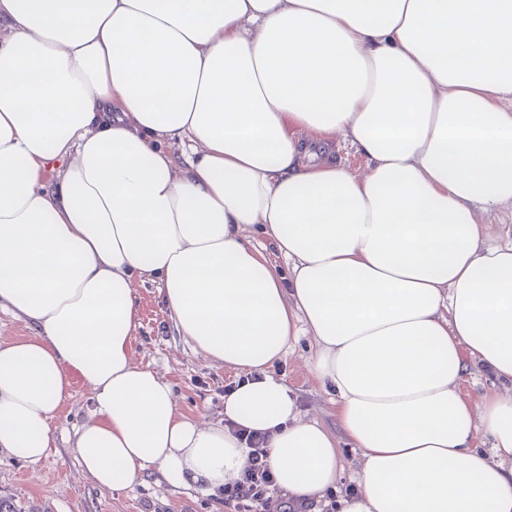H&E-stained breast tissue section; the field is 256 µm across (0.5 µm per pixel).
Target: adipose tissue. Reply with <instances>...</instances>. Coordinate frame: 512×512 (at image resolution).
<instances>
[{
	"label": "adipose tissue",
	"instance_id": "1",
	"mask_svg": "<svg viewBox=\"0 0 512 512\" xmlns=\"http://www.w3.org/2000/svg\"><path fill=\"white\" fill-rule=\"evenodd\" d=\"M510 97L512 0H0V310L34 330L0 341V449L45 457L78 378L104 491L154 465L223 488L245 429L297 500L344 440L338 512H512V242L480 220L512 205ZM139 280L248 373L223 423L135 365ZM301 333L336 430L270 372ZM472 367L498 382L475 401ZM341 442L339 449L342 470L336 483L331 487L332 498L325 496L320 502H310L312 505L307 512H336L339 498L356 487L354 478L356 470L358 469L361 453L357 448H350V446L344 444L343 441ZM334 500H336V509L331 508V502H334Z\"/></svg>",
	"mask_w": 512,
	"mask_h": 512
}]
</instances>
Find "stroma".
<instances>
[{"instance_id":"stroma-1","label":"stroma","mask_w":512,"mask_h":512,"mask_svg":"<svg viewBox=\"0 0 512 512\" xmlns=\"http://www.w3.org/2000/svg\"><path fill=\"white\" fill-rule=\"evenodd\" d=\"M136 290L141 322L134 340L136 364L156 371L171 384L184 416L200 422L223 421L224 388L240 380V373L207 360L181 336L158 283H140ZM313 350L311 337H298L271 373L297 393L309 419L332 430L336 410L328 389L304 364ZM92 408L90 389L74 381L54 419L56 446L45 458L30 464L1 450L0 496L12 500L21 512H224L221 493L173 487L155 468L120 491L100 490L81 470L72 450L74 431L89 419Z\"/></svg>"}]
</instances>
